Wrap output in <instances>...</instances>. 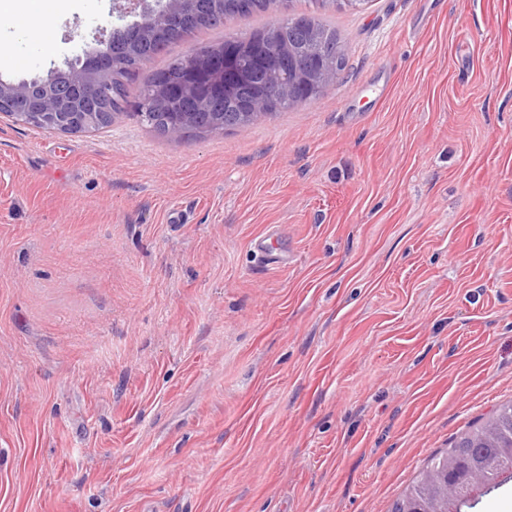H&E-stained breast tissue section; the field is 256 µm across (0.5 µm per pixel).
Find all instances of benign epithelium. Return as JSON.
Returning <instances> with one entry per match:
<instances>
[{"label":"benign epithelium","mask_w":512,"mask_h":512,"mask_svg":"<svg viewBox=\"0 0 512 512\" xmlns=\"http://www.w3.org/2000/svg\"><path fill=\"white\" fill-rule=\"evenodd\" d=\"M119 18L133 16L135 20L112 31L102 30L94 38L99 52L84 58L71 81L61 84L56 70L44 78L17 83L0 80V118L16 124L62 134H76L101 123L112 124L121 116L104 104L100 88L115 70L122 66L124 47L145 37L179 29L184 20L201 14L206 26L229 21L224 8L199 12L202 0H123ZM249 59L265 70L264 82L243 107L242 115L257 121L274 115L278 101L296 89H316L320 92L336 84L339 73L319 63H304L290 44L282 46L279 56L264 57L261 48L243 44L228 53L219 52L204 58L191 54L167 80L152 75L144 78L150 98L158 105L177 106L167 117L168 136L181 138L192 128L201 131L224 130L228 120L224 113L212 111L215 103L234 96L239 84L248 80L249 73L240 60ZM504 473L492 469L459 468L456 455L448 454V501L453 503L464 495L474 498L482 494Z\"/></svg>","instance_id":"benign-epithelium-1"}]
</instances>
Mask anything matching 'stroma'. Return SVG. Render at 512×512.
Wrapping results in <instances>:
<instances>
[{
	"mask_svg": "<svg viewBox=\"0 0 512 512\" xmlns=\"http://www.w3.org/2000/svg\"><path fill=\"white\" fill-rule=\"evenodd\" d=\"M23 9L0 80L119 2L50 0V54ZM322 18L336 84L244 129L158 137L134 84L98 132L0 121V512H390L512 400V0Z\"/></svg>",
	"mask_w": 512,
	"mask_h": 512,
	"instance_id": "1",
	"label": "stroma"
}]
</instances>
